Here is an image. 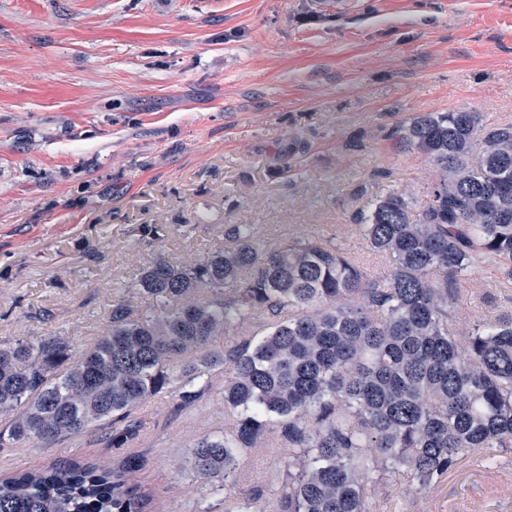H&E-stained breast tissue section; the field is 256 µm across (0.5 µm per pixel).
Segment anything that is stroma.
Here are the masks:
<instances>
[{
    "mask_svg": "<svg viewBox=\"0 0 512 512\" xmlns=\"http://www.w3.org/2000/svg\"><path fill=\"white\" fill-rule=\"evenodd\" d=\"M459 109L512 123V0H0V341L61 336L80 356L143 268L224 247L234 224L266 245L333 234L386 268L360 212L391 193L424 207L436 178L395 133ZM459 306L486 319L512 288L477 267ZM223 382L197 407L151 400L121 448L95 432L0 448V480L134 457L155 512H222L184 465L228 424ZM277 461L255 449L237 494L275 503ZM477 469L512 461L475 454L430 489L396 490L397 512H448Z\"/></svg>",
    "mask_w": 512,
    "mask_h": 512,
    "instance_id": "stroma-1",
    "label": "stroma"
}]
</instances>
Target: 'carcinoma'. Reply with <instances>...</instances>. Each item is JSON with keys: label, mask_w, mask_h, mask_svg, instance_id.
Here are the masks:
<instances>
[{"label": "carcinoma", "mask_w": 512, "mask_h": 512, "mask_svg": "<svg viewBox=\"0 0 512 512\" xmlns=\"http://www.w3.org/2000/svg\"><path fill=\"white\" fill-rule=\"evenodd\" d=\"M396 139L438 177L418 212L390 194L360 214L388 269L366 272L332 237L266 249L250 224L190 263L160 258L140 274L141 305L113 302L76 360L61 336L0 345V448L106 429L119 448L142 405L190 408L220 370L232 421L195 440L187 467L224 491V512H266L233 489L240 460L273 434L287 445L278 512H392L390 485L422 491L476 452L512 455V310L476 323L456 310L480 265L512 283V124L426 112ZM133 468L22 471L0 484V512H146Z\"/></svg>", "instance_id": "carcinoma-1"}]
</instances>
